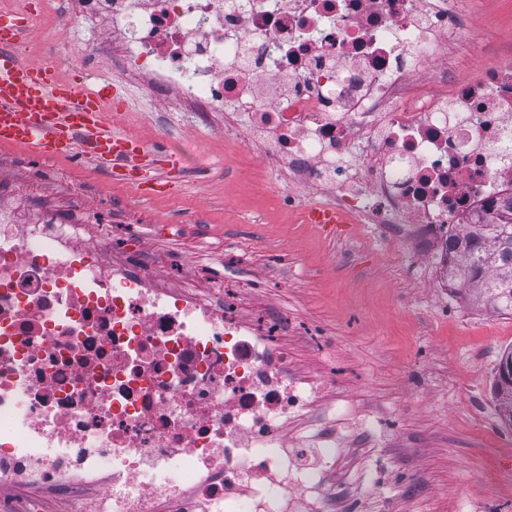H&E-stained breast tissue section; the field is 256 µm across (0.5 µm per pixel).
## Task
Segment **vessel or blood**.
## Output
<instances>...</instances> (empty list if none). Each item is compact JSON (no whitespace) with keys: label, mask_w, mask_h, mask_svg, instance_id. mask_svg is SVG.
Instances as JSON below:
<instances>
[{"label":"vessel or blood","mask_w":512,"mask_h":512,"mask_svg":"<svg viewBox=\"0 0 512 512\" xmlns=\"http://www.w3.org/2000/svg\"><path fill=\"white\" fill-rule=\"evenodd\" d=\"M27 17L0 15V143L44 157L80 155L108 169L135 168L143 183H155L151 169L135 166L147 156L140 140L113 131L106 118L112 94L89 91L58 77L54 65L21 58L14 50L28 33ZM306 221L335 235L339 218L326 207L307 211Z\"/></svg>","instance_id":"1"}]
</instances>
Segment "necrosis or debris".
I'll list each match as a JSON object with an SVG mask.
<instances>
[{"label":"necrosis or debris","instance_id":"necrosis-or-debris-1","mask_svg":"<svg viewBox=\"0 0 512 512\" xmlns=\"http://www.w3.org/2000/svg\"><path fill=\"white\" fill-rule=\"evenodd\" d=\"M148 95L247 139L293 181L424 254L512 198V54L449 80L452 0H40ZM0 203V492L22 479L69 512H293L309 451L281 425V317L167 282L106 231Z\"/></svg>","mask_w":512,"mask_h":512}]
</instances>
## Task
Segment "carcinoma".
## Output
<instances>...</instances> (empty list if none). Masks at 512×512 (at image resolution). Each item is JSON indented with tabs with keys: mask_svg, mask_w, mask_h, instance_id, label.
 I'll use <instances>...</instances> for the list:
<instances>
[{
	"mask_svg": "<svg viewBox=\"0 0 512 512\" xmlns=\"http://www.w3.org/2000/svg\"><path fill=\"white\" fill-rule=\"evenodd\" d=\"M512 236V203L496 219L484 224H468L462 233L448 234V278L451 293L461 301L482 302L495 312L512 315V284L503 276L512 274V244L505 248L492 244L495 237Z\"/></svg>",
	"mask_w": 512,
	"mask_h": 512,
	"instance_id": "obj_1",
	"label": "carcinoma"
}]
</instances>
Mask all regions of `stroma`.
<instances>
[{"label":"stroma","mask_w":512,"mask_h":512,"mask_svg":"<svg viewBox=\"0 0 512 512\" xmlns=\"http://www.w3.org/2000/svg\"><path fill=\"white\" fill-rule=\"evenodd\" d=\"M471 20L447 51L456 79L495 65L512 49V0H458ZM35 60L62 79L112 88L107 119L150 151L167 153L164 132L196 142L209 168L184 172L171 191L147 195L77 156L40 157L0 144V196H42L80 207L86 233L109 227L115 250L161 262L173 284L206 288L230 280L242 314L288 318L281 338L302 381L328 380L312 409L284 425L291 440L316 414L336 421L343 465L325 470L336 512H512V426L493 382L512 347V317L457 300L438 286L435 259L421 258L400 224H348L329 236L307 223L327 195L303 191L287 207V173L247 143L244 126H196L159 105L108 61L82 62V37H51L34 15L26 37Z\"/></svg>","instance_id":"1"}]
</instances>
